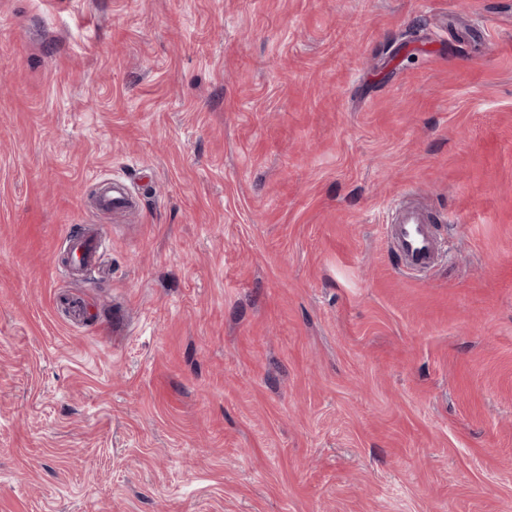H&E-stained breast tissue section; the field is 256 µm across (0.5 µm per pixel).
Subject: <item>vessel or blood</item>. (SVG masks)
I'll return each instance as SVG.
<instances>
[{"mask_svg":"<svg viewBox=\"0 0 512 512\" xmlns=\"http://www.w3.org/2000/svg\"><path fill=\"white\" fill-rule=\"evenodd\" d=\"M106 187V192L99 199L101 208L136 209L137 199L123 181H107ZM384 234L398 257L399 266L410 273L429 272L444 251V243L434 230L432 215L408 192L401 193L391 203ZM104 248V241L88 232L70 238L72 266L83 271L92 269Z\"/></svg>","mask_w":512,"mask_h":512,"instance_id":"1","label":"vessel or blood"}]
</instances>
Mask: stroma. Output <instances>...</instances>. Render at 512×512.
Masks as SVG:
<instances>
[{
    "label": "stroma",
    "mask_w": 512,
    "mask_h": 512,
    "mask_svg": "<svg viewBox=\"0 0 512 512\" xmlns=\"http://www.w3.org/2000/svg\"><path fill=\"white\" fill-rule=\"evenodd\" d=\"M0 512H512V0H0ZM107 187L99 199V206L103 209H126L135 210L137 199L132 191L123 181L110 178L103 184ZM434 218L411 192H403L391 203L384 234L398 257V266L410 273L432 270L444 251L434 230ZM104 248V241L88 232H82L80 235L70 238L71 265L81 271H89L95 267Z\"/></svg>",
    "instance_id": "1"
}]
</instances>
